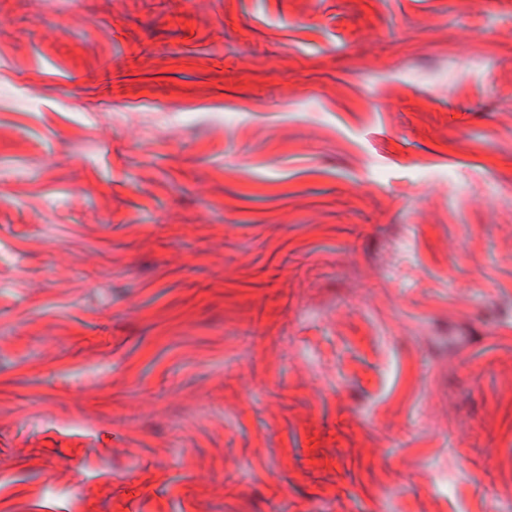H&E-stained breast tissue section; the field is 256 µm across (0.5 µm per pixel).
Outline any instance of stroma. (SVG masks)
I'll list each match as a JSON object with an SVG mask.
<instances>
[{
    "mask_svg": "<svg viewBox=\"0 0 512 512\" xmlns=\"http://www.w3.org/2000/svg\"><path fill=\"white\" fill-rule=\"evenodd\" d=\"M0 512H512V0H0Z\"/></svg>",
    "mask_w": 512,
    "mask_h": 512,
    "instance_id": "35a3bbf8",
    "label": "stroma"
}]
</instances>
